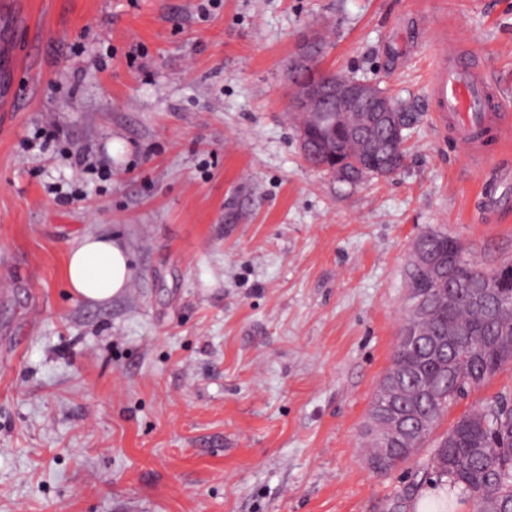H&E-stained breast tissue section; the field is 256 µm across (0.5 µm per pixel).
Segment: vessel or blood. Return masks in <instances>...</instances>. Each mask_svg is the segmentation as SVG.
<instances>
[{"mask_svg":"<svg viewBox=\"0 0 512 512\" xmlns=\"http://www.w3.org/2000/svg\"><path fill=\"white\" fill-rule=\"evenodd\" d=\"M429 95L438 120L467 147L475 165L486 166L489 159L478 140L473 139V131L486 127L500 137L512 127L502 121L501 103L481 69L475 67L469 57L448 49L446 44H439Z\"/></svg>","mask_w":512,"mask_h":512,"instance_id":"1","label":"vessel or blood"}]
</instances>
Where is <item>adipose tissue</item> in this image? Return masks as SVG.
I'll list each match as a JSON object with an SVG mask.
<instances>
[{"mask_svg": "<svg viewBox=\"0 0 512 512\" xmlns=\"http://www.w3.org/2000/svg\"><path fill=\"white\" fill-rule=\"evenodd\" d=\"M128 253L114 242L86 237L66 259L65 278L69 288L95 303L111 301L130 279Z\"/></svg>", "mask_w": 512, "mask_h": 512, "instance_id": "ef3b65f1", "label": "adipose tissue"}]
</instances>
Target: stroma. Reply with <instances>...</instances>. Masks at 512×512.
<instances>
[{
    "instance_id": "obj_1",
    "label": "stroma",
    "mask_w": 512,
    "mask_h": 512,
    "mask_svg": "<svg viewBox=\"0 0 512 512\" xmlns=\"http://www.w3.org/2000/svg\"><path fill=\"white\" fill-rule=\"evenodd\" d=\"M316 36L413 114L395 174L306 161ZM441 40L512 109V0H0V512H416L431 445L383 473L365 435L411 247L512 258L478 195L512 133L480 170L439 129ZM89 235L130 257L106 303L66 283Z\"/></svg>"
}]
</instances>
